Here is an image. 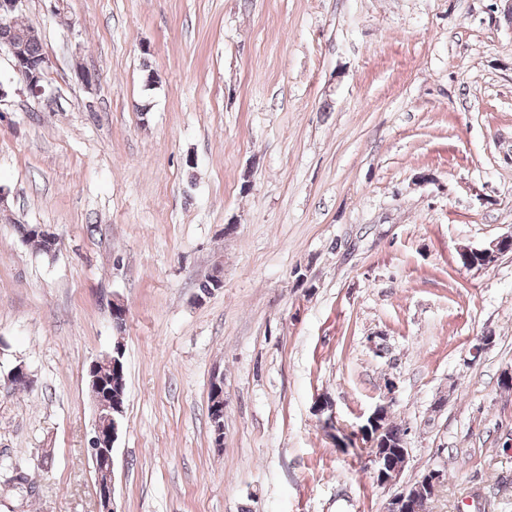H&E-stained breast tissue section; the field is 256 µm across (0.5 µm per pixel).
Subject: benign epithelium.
I'll return each mask as SVG.
<instances>
[{"label":"benign epithelium","mask_w":512,"mask_h":512,"mask_svg":"<svg viewBox=\"0 0 512 512\" xmlns=\"http://www.w3.org/2000/svg\"><path fill=\"white\" fill-rule=\"evenodd\" d=\"M25 0H0V54L6 53L11 59L12 68L20 89L33 98H41L46 93V77L52 66L46 54L39 59H29L21 54L18 41L10 35L11 26L22 10ZM512 251V232L505 234L489 245L477 249V252L491 259V263ZM124 352L121 345L112 351L92 360L88 364V382L95 411L93 435L90 439V456L96 475V498L98 512H117L114 507L113 492V449L118 437L121 419L125 413L124 394L112 395L99 391L98 377L102 373L118 372L124 365ZM209 391L211 411L218 421L215 438L224 439V375L215 374L210 381ZM388 404H380L360 426V434L366 435L369 452L367 468L380 486L396 485L406 464L408 449H402L401 460L389 461L382 449L377 447L373 433L382 432V419L388 416ZM444 481V472L431 468L418 482L408 485L394 493L388 500L385 512H418V503L422 498H431Z\"/></svg>","instance_id":"1"}]
</instances>
